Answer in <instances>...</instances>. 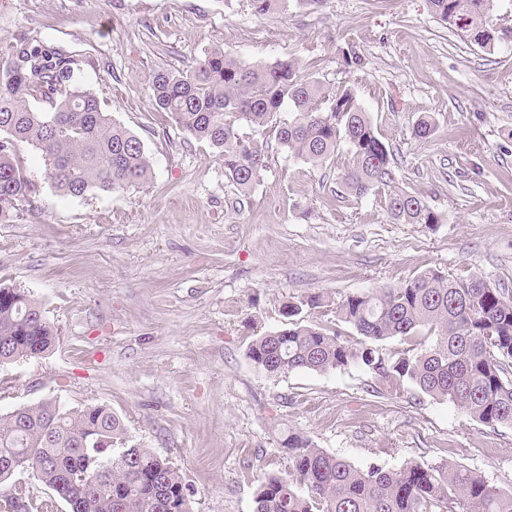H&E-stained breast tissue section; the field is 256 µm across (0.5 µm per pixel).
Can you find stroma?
<instances>
[{
    "label": "stroma",
    "instance_id": "obj_1",
    "mask_svg": "<svg viewBox=\"0 0 512 512\" xmlns=\"http://www.w3.org/2000/svg\"><path fill=\"white\" fill-rule=\"evenodd\" d=\"M24 41L77 61L102 108L142 139L153 176L64 197L41 152L21 151L35 193L0 223V284L40 302L56 341L0 366V413L46 399L111 408L130 444L192 485L195 512H253L258 478L288 473L290 432L359 468L445 459L512 491V428L357 364L271 376L246 356L288 301L354 343L336 324L345 295L429 270L512 290V39L480 48L430 0H288L266 16L249 0H0V66ZM216 48L246 63L291 58L351 90L397 187L439 223L395 224L383 195L349 194L344 149L314 168L270 144L269 170L239 194L219 154L151 101L156 71ZM317 293L323 304L306 307Z\"/></svg>",
    "mask_w": 512,
    "mask_h": 512
}]
</instances>
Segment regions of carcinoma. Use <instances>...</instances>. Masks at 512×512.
<instances>
[{"mask_svg": "<svg viewBox=\"0 0 512 512\" xmlns=\"http://www.w3.org/2000/svg\"><path fill=\"white\" fill-rule=\"evenodd\" d=\"M259 15L277 13L288 0H250ZM439 18L483 49L512 31L490 24L494 0H431ZM73 59L40 46L15 48L0 73V222L34 192L17 155L41 151L55 188L81 197L147 182L152 163L141 139L112 120L75 74ZM155 107L191 137L224 158V174L247 195L269 166L264 142L240 129L267 126L287 108L292 118L274 127L281 149L321 166L347 146L351 164L341 176L350 194L365 197L385 187L389 218L400 224H437L421 198L393 187L390 152L368 113L348 89L329 92L303 75L292 59L244 63L215 49L187 73L158 71ZM42 102V111L33 103ZM302 305L282 306L286 327L258 337L247 356L267 375L328 373L351 364L406 381L439 401H450L478 421L512 427V293L483 278L424 272L398 288L352 293L336 302V321L363 339L351 343L299 318ZM423 338L412 355L385 356L378 343ZM55 337L41 306L25 292L0 285V364L36 357ZM123 420L105 406L73 409L40 400L0 414V481L27 466L67 512H195L194 492L169 460L127 442ZM292 470L259 484L253 512H512L506 494L482 476L444 462L358 468L298 433L282 441ZM24 465H19V462ZM0 512H54L27 487L0 499Z\"/></svg>", "mask_w": 512, "mask_h": 512, "instance_id": "1", "label": "carcinoma"}]
</instances>
